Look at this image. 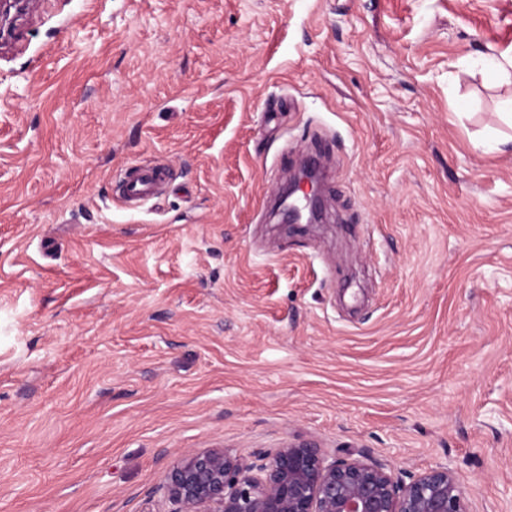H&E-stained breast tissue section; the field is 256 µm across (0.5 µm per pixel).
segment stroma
<instances>
[{
    "instance_id": "stroma-1",
    "label": "stroma",
    "mask_w": 512,
    "mask_h": 512,
    "mask_svg": "<svg viewBox=\"0 0 512 512\" xmlns=\"http://www.w3.org/2000/svg\"><path fill=\"white\" fill-rule=\"evenodd\" d=\"M512 0H36L0 47V512H172L308 442L512 512ZM328 223L268 224L301 159ZM163 192L117 200L125 165Z\"/></svg>"
}]
</instances>
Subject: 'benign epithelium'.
<instances>
[{"label":"benign epithelium","instance_id":"7a95c632","mask_svg":"<svg viewBox=\"0 0 512 512\" xmlns=\"http://www.w3.org/2000/svg\"><path fill=\"white\" fill-rule=\"evenodd\" d=\"M23 0H0V30L9 32ZM305 191L308 222L320 219L314 172L306 167L282 192L273 216L297 224L287 203ZM174 512H466L464 492L446 467L406 482L370 460L327 459L307 443L284 444L260 462L210 448L180 457L167 474Z\"/></svg>","mask_w":512,"mask_h":512}]
</instances>
